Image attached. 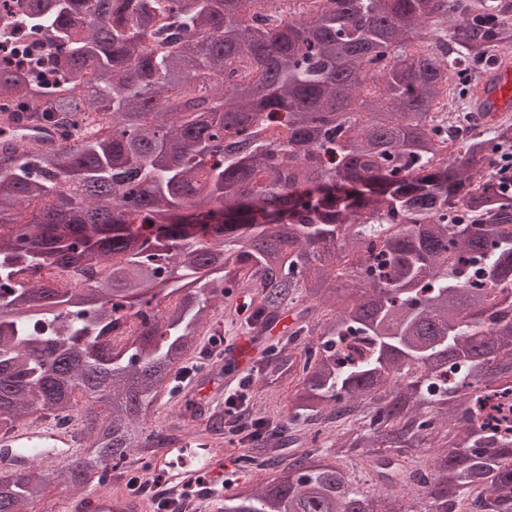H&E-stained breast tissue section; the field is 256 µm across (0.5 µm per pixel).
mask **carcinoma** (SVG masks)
I'll return each mask as SVG.
<instances>
[{
  "label": "carcinoma",
  "instance_id": "carcinoma-1",
  "mask_svg": "<svg viewBox=\"0 0 512 512\" xmlns=\"http://www.w3.org/2000/svg\"><path fill=\"white\" fill-rule=\"evenodd\" d=\"M23 28L40 43L0 44V114L60 143L0 149V431L66 418L80 446L52 474L0 472V512L176 442L148 416L183 369L223 368L193 357L241 286L255 329L304 308L253 373L290 387L252 426L271 446L239 459L273 475L218 512H512V443L474 408L512 400V194L493 176L512 122L430 117L512 44V0H0V34ZM58 264L104 275L24 279Z\"/></svg>",
  "mask_w": 512,
  "mask_h": 512
}]
</instances>
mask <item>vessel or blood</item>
I'll list each match as a JSON object with an SVG mask.
<instances>
[{
  "mask_svg": "<svg viewBox=\"0 0 512 512\" xmlns=\"http://www.w3.org/2000/svg\"><path fill=\"white\" fill-rule=\"evenodd\" d=\"M470 104L473 112L486 121L512 114V55L500 57L493 69L481 77ZM0 125L9 128L13 138L24 141L34 151L51 149L59 143L54 129L29 122L21 114L0 115ZM78 445L79 440L72 432L57 429L42 419L30 418L0 436V467L22 471L36 457L52 472L75 455ZM184 451V445L176 443L157 452L156 466L162 469L168 488L182 485L184 479L181 472L169 466L167 458ZM60 512H152V507L142 499L103 496L90 491L64 496Z\"/></svg>",
  "mask_w": 512,
  "mask_h": 512,
  "instance_id": "1",
  "label": "vessel or blood"
}]
</instances>
